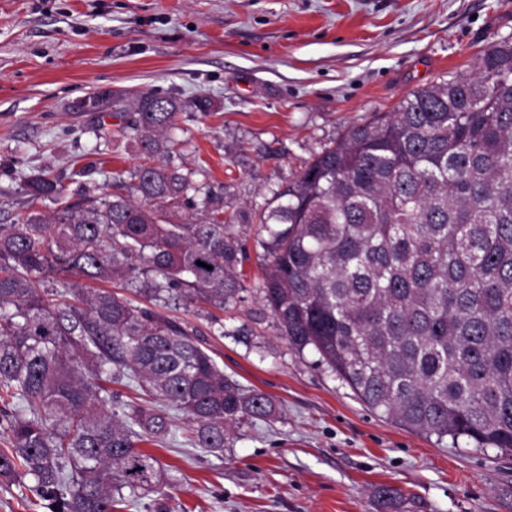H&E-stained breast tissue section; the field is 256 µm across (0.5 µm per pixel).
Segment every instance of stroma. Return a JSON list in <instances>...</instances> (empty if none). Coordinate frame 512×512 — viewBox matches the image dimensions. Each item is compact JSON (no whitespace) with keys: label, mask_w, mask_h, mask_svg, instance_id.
<instances>
[{"label":"stroma","mask_w":512,"mask_h":512,"mask_svg":"<svg viewBox=\"0 0 512 512\" xmlns=\"http://www.w3.org/2000/svg\"><path fill=\"white\" fill-rule=\"evenodd\" d=\"M508 38L512 0H0V224L25 212L33 173L72 190L94 162L103 193L139 166L112 95L150 90L182 104L176 162L247 245L253 289L223 335L208 332V304L183 318L276 415L220 451L144 444L176 478L171 512H512V457L391 422L289 346L254 289L265 252L247 218L348 127L470 74Z\"/></svg>","instance_id":"35a3bbf8"}]
</instances>
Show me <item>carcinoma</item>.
<instances>
[{"label":"carcinoma","mask_w":512,"mask_h":512,"mask_svg":"<svg viewBox=\"0 0 512 512\" xmlns=\"http://www.w3.org/2000/svg\"><path fill=\"white\" fill-rule=\"evenodd\" d=\"M131 108L121 137L146 159L131 180L101 196L81 183L76 200L0 224V479H28L52 512H119L149 494L169 512L172 476L138 442L171 439L180 421L186 441L220 451L275 413L196 331L147 307L224 311L249 290L247 248L218 196L202 221H172L193 205L169 135L179 105L146 90ZM65 192L44 174L25 184L33 204ZM252 218L258 292L292 349L411 431L512 455V39L350 127ZM75 272L146 305L85 290ZM114 382L148 399L124 402Z\"/></svg>","instance_id":"obj_1"}]
</instances>
